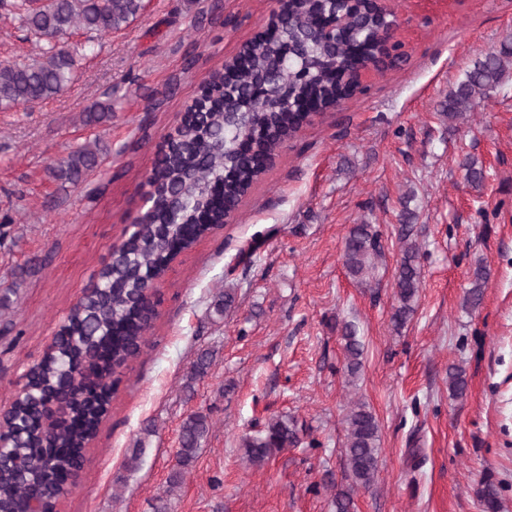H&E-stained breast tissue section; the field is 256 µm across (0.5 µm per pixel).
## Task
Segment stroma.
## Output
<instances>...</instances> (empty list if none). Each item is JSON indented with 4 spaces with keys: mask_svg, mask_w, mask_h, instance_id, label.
Instances as JSON below:
<instances>
[{
    "mask_svg": "<svg viewBox=\"0 0 512 512\" xmlns=\"http://www.w3.org/2000/svg\"><path fill=\"white\" fill-rule=\"evenodd\" d=\"M404 58L370 72L365 92L315 116L240 205L234 220L182 251L159 290L149 344L129 363L58 512H334L346 461L343 417L364 402L380 426L376 481L352 512H483L492 481L512 512V79L449 127L441 106L474 61L512 40V0H387ZM275 0H144L127 27L76 30L73 80L36 107L0 108V412L69 310L144 215L160 149L221 69L269 21ZM45 44L0 8V63ZM112 102L106 123H84ZM98 144L79 185L47 168ZM472 155L487 178L464 179ZM415 213L422 284L401 329L391 275L364 288L347 275L351 227L374 224L388 266L400 259L401 209ZM490 278L478 310L464 297L478 265ZM237 297L224 317L209 304ZM354 322L364 354L348 379L338 329ZM213 361L189 381L198 351ZM465 369L464 398L448 368ZM206 414L210 432L183 483L169 488L180 424ZM296 419L302 442L263 466L241 438L272 416ZM138 456L135 470L126 463Z\"/></svg>",
    "mask_w": 512,
    "mask_h": 512,
    "instance_id": "35a3bbf8",
    "label": "stroma"
}]
</instances>
